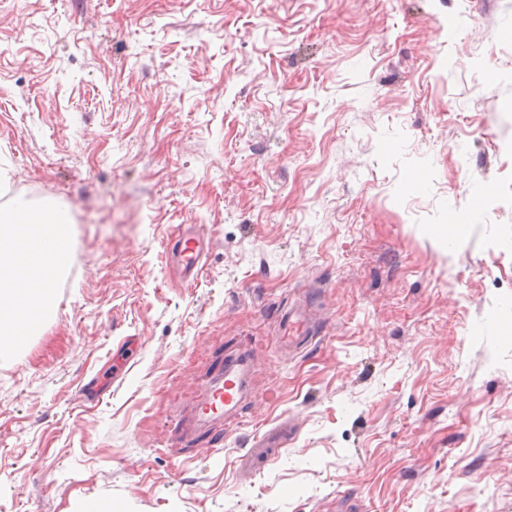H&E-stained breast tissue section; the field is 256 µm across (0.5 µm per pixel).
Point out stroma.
<instances>
[{
    "label": "stroma",
    "instance_id": "obj_1",
    "mask_svg": "<svg viewBox=\"0 0 512 512\" xmlns=\"http://www.w3.org/2000/svg\"><path fill=\"white\" fill-rule=\"evenodd\" d=\"M0 169L73 219L0 356V512H512V0H0ZM174 247L184 280L194 282L201 262L197 232L191 227H183L174 238ZM313 332V317L305 308L289 309L281 315L276 342L282 347L297 348L311 339ZM249 383L248 358L238 355L227 360L196 403L197 421L212 425L234 419L246 399ZM284 428L279 425L273 432L255 441L253 447L241 461L240 468L253 473L255 464L264 466L273 463L279 455V449L284 442Z\"/></svg>",
    "mask_w": 512,
    "mask_h": 512
}]
</instances>
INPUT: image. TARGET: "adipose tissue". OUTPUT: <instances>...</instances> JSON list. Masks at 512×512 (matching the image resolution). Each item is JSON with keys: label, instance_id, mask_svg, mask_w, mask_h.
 Returning <instances> with one entry per match:
<instances>
[{"label": "adipose tissue", "instance_id": "adipose-tissue-1", "mask_svg": "<svg viewBox=\"0 0 512 512\" xmlns=\"http://www.w3.org/2000/svg\"><path fill=\"white\" fill-rule=\"evenodd\" d=\"M69 216L60 204L14 200L0 208V353L36 332L54 303L47 274H60L71 253Z\"/></svg>", "mask_w": 512, "mask_h": 512}]
</instances>
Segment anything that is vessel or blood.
Masks as SVG:
<instances>
[{
  "mask_svg": "<svg viewBox=\"0 0 512 512\" xmlns=\"http://www.w3.org/2000/svg\"><path fill=\"white\" fill-rule=\"evenodd\" d=\"M176 257L185 281H194L201 262L199 240L195 230L185 227L174 238ZM313 332V317L305 308L297 307L281 315L276 341L280 346L295 348L308 342ZM250 383L249 360L240 355L227 360L196 403L200 424H215L234 419L245 400ZM284 442L283 428L255 441L241 462L242 470L253 472L255 465L273 463Z\"/></svg>",
  "mask_w": 512,
  "mask_h": 512,
  "instance_id": "vessel-or-blood-1",
  "label": "vessel or blood"
}]
</instances>
